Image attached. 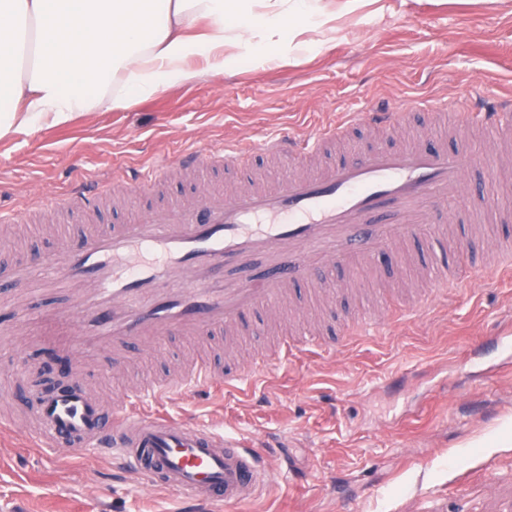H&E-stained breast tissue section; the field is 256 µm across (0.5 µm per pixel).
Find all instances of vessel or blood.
Segmentation results:
<instances>
[{
	"label": "vessel or blood",
	"instance_id": "obj_1",
	"mask_svg": "<svg viewBox=\"0 0 512 512\" xmlns=\"http://www.w3.org/2000/svg\"><path fill=\"white\" fill-rule=\"evenodd\" d=\"M421 111L431 126L447 117L456 138L476 126L493 131L499 142L512 129V97L491 91L475 109L462 95L443 108L405 98L390 107L348 113L310 137L295 133L263 140L262 152L289 166L282 178L248 185L229 197L209 187L129 222L89 228L76 246L16 265L0 282V311L12 313L15 322L1 325L0 334L19 338L24 350L53 344L69 362L68 379L60 388L36 393L35 426L22 429L0 418V430L23 431L28 447L55 456L100 449L148 485L200 505L229 507L257 496L269 474L240 438L185 419L150 416L143 406L204 386L235 387L268 371L274 359L298 348H327V341L285 336L275 354L255 355L228 372L216 370L203 356L175 377L125 388L110 407L86 383V357L107 348L152 353L171 336L203 345L213 333H235L247 313L280 314L296 283H309L316 304L324 294L337 293L336 285L314 280L317 268L360 267L413 242L447 240V202L455 201L465 216L475 211L465 180L476 174L483 183H494L501 167L498 149L477 150L461 142L450 149L419 129L401 146L302 170L360 127L393 136L412 129L410 118ZM245 161L235 144L220 153L196 147L164 166L136 171L121 187L133 195L175 171L236 169ZM103 195L100 186L84 181L57 206L86 211ZM483 250L492 262L473 263L474 274L512 275V243L487 240ZM457 264L454 258L441 265L425 263L420 278L438 290L459 287L462 280L453 274ZM406 316L383 302L362 313L355 328L363 336L386 318Z\"/></svg>",
	"mask_w": 512,
	"mask_h": 512
}]
</instances>
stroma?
<instances>
[{"instance_id": "35a3bbf8", "label": "stroma", "mask_w": 512, "mask_h": 512, "mask_svg": "<svg viewBox=\"0 0 512 512\" xmlns=\"http://www.w3.org/2000/svg\"><path fill=\"white\" fill-rule=\"evenodd\" d=\"M382 14L338 20L335 31L309 32L300 59L257 66L239 59L223 75L139 100L130 108L93 112L71 123L0 140V209L19 208L31 194L62 196L75 181L105 180L114 168L139 169L174 158L192 144L257 143L280 129L300 133L336 123L344 112L395 97L425 96L446 104L462 91L512 94V0H382ZM196 186L173 173L161 190L106 205L92 220L71 214L59 223L46 210L39 224L0 223V270L54 249L56 229L70 239L88 224H119L154 207L186 199ZM498 219L450 222L451 235L478 249L489 235L512 239V151L486 188ZM402 271L331 278L349 290L331 303L330 341L338 357L297 351L284 364L236 391L203 389L156 402L155 410L253 438L265 445L267 489L253 500L210 512H507L512 507V447L483 448L484 435L512 437V280L496 278L440 294L430 309L344 343L352 314L379 296L407 303L419 281L411 254ZM241 329L250 348L226 352L240 362L268 347L265 312ZM197 343L174 337L147 359L126 354L114 364L98 352L87 382L106 403L137 376H162L191 358ZM17 352L0 335V414L27 422L31 383L12 377ZM465 486V502L453 488ZM0 512H186L176 493L147 489L108 460L83 449L50 460L20 437L0 435Z\"/></svg>"}]
</instances>
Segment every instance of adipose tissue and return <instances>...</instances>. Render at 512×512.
Returning a JSON list of instances; mask_svg holds the SVG:
<instances>
[{
    "mask_svg": "<svg viewBox=\"0 0 512 512\" xmlns=\"http://www.w3.org/2000/svg\"><path fill=\"white\" fill-rule=\"evenodd\" d=\"M373 0H0V139L222 74L233 59L283 61L303 34Z\"/></svg>",
    "mask_w": 512,
    "mask_h": 512,
    "instance_id": "adipose-tissue-1",
    "label": "adipose tissue"
}]
</instances>
